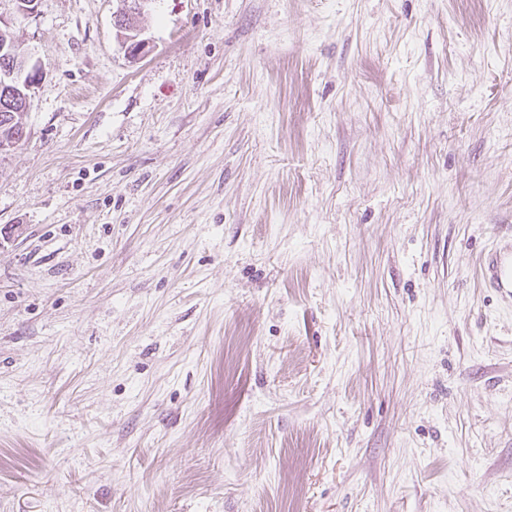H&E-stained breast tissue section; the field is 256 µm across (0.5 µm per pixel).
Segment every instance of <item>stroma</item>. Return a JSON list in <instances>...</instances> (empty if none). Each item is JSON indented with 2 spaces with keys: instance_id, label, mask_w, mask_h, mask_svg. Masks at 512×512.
Listing matches in <instances>:
<instances>
[{
  "instance_id": "35a3bbf8",
  "label": "stroma",
  "mask_w": 512,
  "mask_h": 512,
  "mask_svg": "<svg viewBox=\"0 0 512 512\" xmlns=\"http://www.w3.org/2000/svg\"><path fill=\"white\" fill-rule=\"evenodd\" d=\"M0 0V512H512V0ZM120 9L114 15V27L119 45L128 57L141 56L146 48L144 39H140V30L136 18L147 0H119ZM33 71L35 74L34 78H24L23 82V91H20V95L25 103L28 104V102L31 103V89L33 88L34 84L41 78L42 72L39 70V68L33 67ZM20 99V105H16L15 107V113H20V119L19 123L17 124L15 129L19 130V135L14 134L12 138H1L0 139V154L8 152L12 149H14L19 143H21L26 138V125L24 123V116L27 112H18V110L23 107V101ZM30 103L28 106V109L30 107ZM23 113V114H21ZM19 136L21 138L19 139ZM484 284L512 297V245L495 247L484 256L481 267Z\"/></svg>"
}]
</instances>
